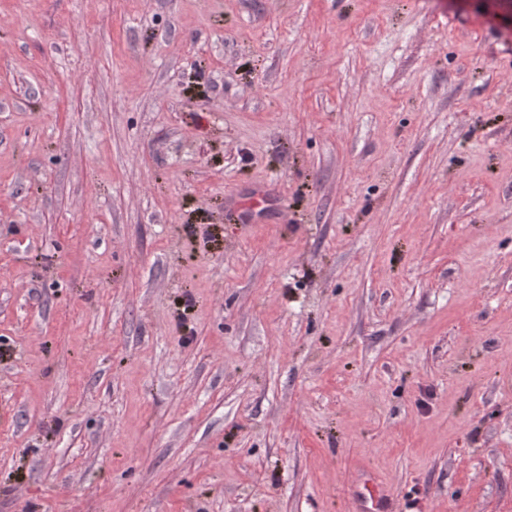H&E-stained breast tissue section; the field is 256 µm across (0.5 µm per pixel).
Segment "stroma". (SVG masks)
I'll return each mask as SVG.
<instances>
[{
	"label": "stroma",
	"instance_id": "stroma-1",
	"mask_svg": "<svg viewBox=\"0 0 512 512\" xmlns=\"http://www.w3.org/2000/svg\"><path fill=\"white\" fill-rule=\"evenodd\" d=\"M369 478L512 512V0H0V512Z\"/></svg>",
	"mask_w": 512,
	"mask_h": 512
}]
</instances>
